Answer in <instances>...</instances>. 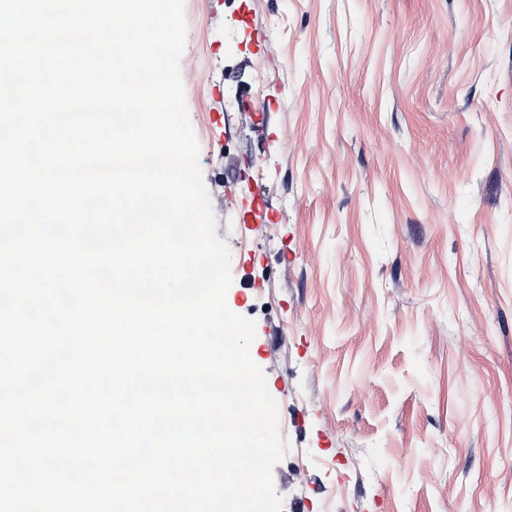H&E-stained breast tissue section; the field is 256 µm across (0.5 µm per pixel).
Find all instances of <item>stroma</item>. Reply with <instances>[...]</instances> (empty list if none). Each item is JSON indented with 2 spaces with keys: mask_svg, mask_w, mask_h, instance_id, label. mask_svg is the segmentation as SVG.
Instances as JSON below:
<instances>
[{
  "mask_svg": "<svg viewBox=\"0 0 512 512\" xmlns=\"http://www.w3.org/2000/svg\"><path fill=\"white\" fill-rule=\"evenodd\" d=\"M193 2L282 512H512V0Z\"/></svg>",
  "mask_w": 512,
  "mask_h": 512,
  "instance_id": "stroma-1",
  "label": "stroma"
}]
</instances>
